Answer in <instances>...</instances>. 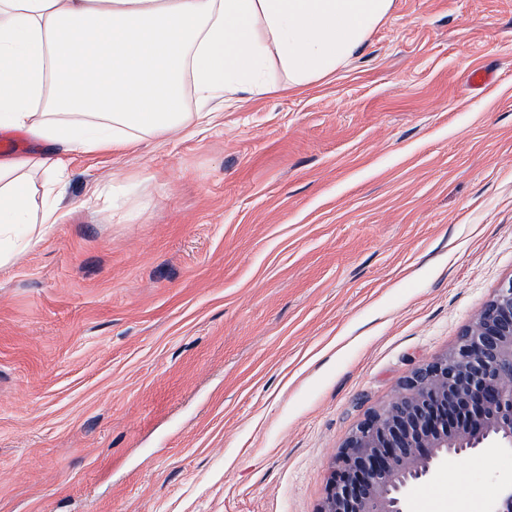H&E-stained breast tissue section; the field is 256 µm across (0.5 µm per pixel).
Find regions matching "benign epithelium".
Returning a JSON list of instances; mask_svg holds the SVG:
<instances>
[{
  "mask_svg": "<svg viewBox=\"0 0 512 512\" xmlns=\"http://www.w3.org/2000/svg\"><path fill=\"white\" fill-rule=\"evenodd\" d=\"M486 447H512V279L353 432L318 512H405L411 489Z\"/></svg>",
  "mask_w": 512,
  "mask_h": 512,
  "instance_id": "7a95c632",
  "label": "benign epithelium"
}]
</instances>
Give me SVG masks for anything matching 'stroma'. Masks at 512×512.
<instances>
[{"mask_svg": "<svg viewBox=\"0 0 512 512\" xmlns=\"http://www.w3.org/2000/svg\"><path fill=\"white\" fill-rule=\"evenodd\" d=\"M268 80L207 131L65 156L0 268V512H317L512 279V0H393L335 75ZM511 485L486 448L406 510Z\"/></svg>", "mask_w": 512, "mask_h": 512, "instance_id": "obj_1", "label": "stroma"}]
</instances>
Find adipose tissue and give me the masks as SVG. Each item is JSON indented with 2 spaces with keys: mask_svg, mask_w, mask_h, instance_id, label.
<instances>
[{
  "mask_svg": "<svg viewBox=\"0 0 512 512\" xmlns=\"http://www.w3.org/2000/svg\"><path fill=\"white\" fill-rule=\"evenodd\" d=\"M393 0H0V128L45 155L0 158V266L54 223L32 222L26 171L63 156L206 130L242 94L270 92L278 58L292 85L330 76L389 15ZM197 107L183 108L186 88Z\"/></svg>",
  "mask_w": 512,
  "mask_h": 512,
  "instance_id": "adipose-tissue-1",
  "label": "adipose tissue"
}]
</instances>
